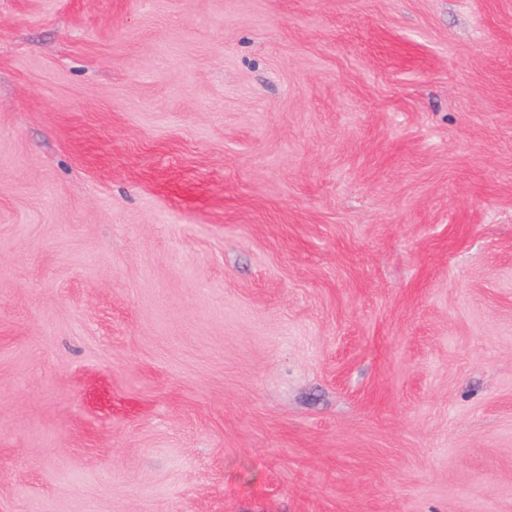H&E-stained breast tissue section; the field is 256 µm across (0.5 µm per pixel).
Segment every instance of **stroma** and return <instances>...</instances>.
<instances>
[{
    "label": "stroma",
    "mask_w": 512,
    "mask_h": 512,
    "mask_svg": "<svg viewBox=\"0 0 512 512\" xmlns=\"http://www.w3.org/2000/svg\"><path fill=\"white\" fill-rule=\"evenodd\" d=\"M0 512H512V0H0Z\"/></svg>",
    "instance_id": "1"
}]
</instances>
